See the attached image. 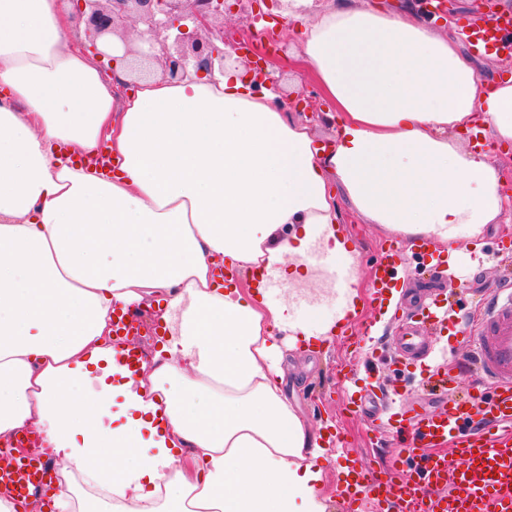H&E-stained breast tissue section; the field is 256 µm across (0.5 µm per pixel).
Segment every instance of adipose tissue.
Listing matches in <instances>:
<instances>
[{
    "label": "adipose tissue",
    "mask_w": 512,
    "mask_h": 512,
    "mask_svg": "<svg viewBox=\"0 0 512 512\" xmlns=\"http://www.w3.org/2000/svg\"><path fill=\"white\" fill-rule=\"evenodd\" d=\"M281 0L307 18L305 64L336 143L254 91L156 77L134 95L70 46L71 0H0V439L40 437L61 512H328L324 450L288 397L277 336L330 340L363 307L344 282L334 319L295 318L270 281L350 261L337 192L373 223L456 245L504 209L490 153L512 144V73L479 78L452 37L375 0ZM105 175L56 151L95 154ZM161 303L152 357L131 370L114 310ZM317 256H325V258H317ZM310 262L316 264L320 269L326 270L328 276L336 283V288H339L340 283L344 280L345 272V265L342 261L327 253L317 252L310 256Z\"/></svg>",
    "instance_id": "1"
}]
</instances>
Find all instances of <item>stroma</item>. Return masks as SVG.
<instances>
[{
	"label": "stroma",
	"instance_id": "35a3bbf8",
	"mask_svg": "<svg viewBox=\"0 0 512 512\" xmlns=\"http://www.w3.org/2000/svg\"><path fill=\"white\" fill-rule=\"evenodd\" d=\"M286 23L276 6H269L266 15H259L255 0H243L224 19V38L232 42L241 34L257 29L284 31ZM281 95L305 91L310 107L300 112L301 120L309 122L322 144H332L336 127L325 116L329 104L318 92L311 73L304 68H285L278 75ZM339 231L352 242L354 267L364 292L361 313L341 328L317 352L287 349L286 337H278L285 347L288 367V392L293 396L302 419L319 434L324 449L321 463L325 469L322 488L329 500L330 512H372L368 501H350L343 493L333 459L337 451H345L349 460L370 469L385 466L400 435L386 424L385 416L376 414L372 405L355 408L349 405L341 386L349 381L371 379L379 393L407 406L411 412H433L447 402L449 395L460 398L473 393L468 378L449 381L443 367L449 358L465 351L463 336L449 332L463 311L475 309L481 289L493 284L512 283V204L505 207L501 220L486 225L481 236L462 239L456 256H449L447 245L431 242L422 255L410 250L411 239L401 237L380 224H373L356 212L347 199L339 201ZM398 251L395 274L398 301L413 308L427 290L444 289L448 307L438 323L427 325L424 333L436 345L433 366L402 368L395 364L391 347V323L385 317L374 295L373 268L382 250ZM315 264L326 270L327 278H311L290 286L277 284L270 289L273 302L293 301L296 317L330 319L335 317L337 297L329 296L331 283L344 279L345 265L328 256ZM342 437L343 447H335V437Z\"/></svg>",
	"mask_w": 512,
	"mask_h": 512
}]
</instances>
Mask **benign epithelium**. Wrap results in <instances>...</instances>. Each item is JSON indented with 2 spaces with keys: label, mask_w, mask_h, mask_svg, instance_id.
<instances>
[{
  "label": "benign epithelium",
  "mask_w": 512,
  "mask_h": 512,
  "mask_svg": "<svg viewBox=\"0 0 512 512\" xmlns=\"http://www.w3.org/2000/svg\"><path fill=\"white\" fill-rule=\"evenodd\" d=\"M76 13L87 17L86 49L97 60L112 62L111 46L102 43L117 35L126 54L155 60L164 79L180 83L188 77L224 73L227 62L249 68L251 82L259 88L274 83L265 67L251 65L242 43H231L224 52L226 0H73ZM135 19L151 34L148 49L134 48L127 21Z\"/></svg>",
  "instance_id": "obj_1"
}]
</instances>
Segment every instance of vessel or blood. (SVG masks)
Instances as JSON below:
<instances>
[{"instance_id": "1", "label": "vessel or blood", "mask_w": 512, "mask_h": 512, "mask_svg": "<svg viewBox=\"0 0 512 512\" xmlns=\"http://www.w3.org/2000/svg\"><path fill=\"white\" fill-rule=\"evenodd\" d=\"M479 54H512V14L484 16L466 33ZM395 255L376 261L375 295L383 297L394 273ZM467 354L455 366L468 373L475 393L470 400L450 404L446 411L424 414L414 438L396 448L388 470L405 471L406 480H376L368 469L352 470L351 500L373 499L397 505L399 512H512V287L496 285L486 291L478 324H463ZM434 347L408 329L398 331L395 354L424 360ZM462 459L448 473L442 448ZM50 477L47 463H16L0 471V494L27 501L45 493Z\"/></svg>"}]
</instances>
